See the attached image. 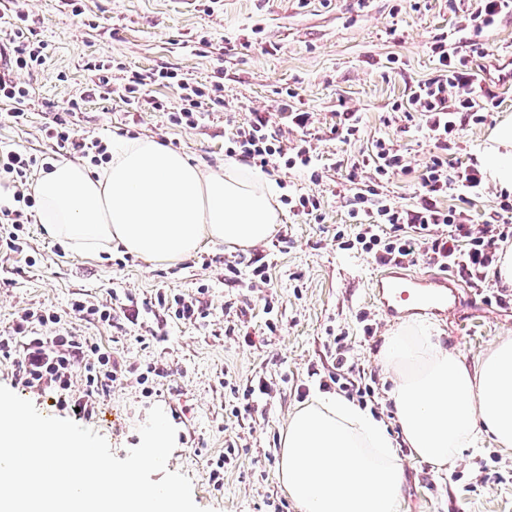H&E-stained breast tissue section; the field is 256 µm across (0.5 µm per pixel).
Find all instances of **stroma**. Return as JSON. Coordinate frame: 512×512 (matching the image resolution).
Here are the masks:
<instances>
[{
  "label": "stroma",
  "instance_id": "obj_1",
  "mask_svg": "<svg viewBox=\"0 0 512 512\" xmlns=\"http://www.w3.org/2000/svg\"><path fill=\"white\" fill-rule=\"evenodd\" d=\"M474 7V0H75L71 7L63 0H0V15L29 12L47 46L41 69L18 75L30 91L25 119L13 120L0 103V146L49 152L43 127L66 118L69 101L79 97L78 134L106 141L151 138L206 173L229 158L226 131L251 112L273 111L289 90L296 106L312 115L320 179L274 164L265 174L281 196L312 191L323 200L322 221L283 203L271 238L248 248L207 241L174 262L150 261L119 245L78 252L49 236L40 222L24 225L23 253L0 251V335L10 334L23 310H49L61 317L56 331L86 337L117 360L164 374L143 384L132 376L115 383L90 416L60 404L55 390L23 386L13 361L1 358L0 385L43 414L96 430L121 460L140 445L138 428L149 409L161 406L178 433L193 434L191 441H177L167 468L192 479L193 499L207 512H298L278 479L281 433L314 393L340 392L328 380L336 372V335L345 336L350 364L373 384L365 409L399 437L388 398L397 373L380 356L392 327L377 322L368 335L360 320L374 310L370 279L378 265L357 250L338 249L336 232L348 223L350 166L373 139H390L411 169L424 165L430 146L417 121L392 122L388 115L394 102L432 77L436 39L468 44L466 13ZM98 60L127 76L172 66L203 84L221 82L225 105L190 129L172 125L162 112L132 110L115 93L83 98L94 77L89 65ZM488 90L486 120L460 131L454 161L478 158L489 128L512 114V90L493 84ZM340 112L359 113L358 139L343 143L331 134ZM266 254L273 261L270 286L253 285L244 274L225 279L226 263ZM161 287L201 294L208 318L191 326L131 307L115 329L70 312L74 300L103 302L113 288L142 302ZM496 292L492 285L479 294L462 283L463 330L450 317L413 315L406 322L432 324L440 347L472 365L500 340L512 339V305L493 302ZM228 300L245 311L244 320L226 316ZM271 321L276 331L268 330ZM261 378L270 395L244 401L246 387ZM230 446L235 453L224 467V484L213 486L208 465ZM397 454L404 473L399 512H512L511 448L487 440L440 470L407 446Z\"/></svg>",
  "mask_w": 512,
  "mask_h": 512
}]
</instances>
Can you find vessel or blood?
I'll return each instance as SVG.
<instances>
[{"label":"vessel or blood","mask_w":512,"mask_h":512,"mask_svg":"<svg viewBox=\"0 0 512 512\" xmlns=\"http://www.w3.org/2000/svg\"><path fill=\"white\" fill-rule=\"evenodd\" d=\"M372 300L384 321L409 313L456 315L460 312V294L448 277L386 269L372 282Z\"/></svg>","instance_id":"b4317fda"}]
</instances>
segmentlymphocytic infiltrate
Instances as JSON below:
<instances>
[{
    "label": "lymphocytic infiltrate",
    "instance_id": "obj_1",
    "mask_svg": "<svg viewBox=\"0 0 512 512\" xmlns=\"http://www.w3.org/2000/svg\"><path fill=\"white\" fill-rule=\"evenodd\" d=\"M9 29L0 43V101L11 102L12 116L19 120L25 115L29 91L16 75L44 64L45 45L35 40L28 13L18 12L16 23ZM431 53L435 76L418 83L407 102L392 105L393 114L406 118L418 115L431 145L419 175L423 194L415 205L403 208L378 191V183L394 175L410 174L411 169L391 140H373L348 173L354 180L359 170L365 169L372 177L368 186L347 199L354 229L349 235L337 232L336 245L342 250H360L383 265L410 267L425 263L446 269L472 287L485 288L500 242L512 237V197L501 194L477 230L466 224L460 211L444 207L442 201L451 193L464 202L481 199L486 193V179L477 163L454 166L448 153L463 125L484 122L481 107L488 92L468 57L450 51L445 39H437ZM151 79L172 88L176 95L172 101H149L153 111L168 113L172 124L196 128L224 104L222 85L200 84L168 67L153 73ZM311 123V113L295 107L290 99H282L276 112L252 113L247 123L233 129L228 137V153L262 167L275 160L288 169L315 168L318 153L311 140L288 139L289 130H304ZM44 135L58 155L78 153L97 165L111 158L102 140L78 136L66 122L46 127ZM38 168L47 172L52 165L20 148L0 150V182L12 191L11 206L0 207V242L13 253L23 252L19 231L34 216L36 198L30 178ZM59 321V316L50 311L24 310L16 316L11 335L0 336V357L15 358L17 378L25 386L56 389L61 403L71 402L84 413H92L96 399L109 393L113 383L132 374L134 368L117 365L110 352L86 338L69 333L44 334V326ZM77 373L83 376L78 392L73 389Z\"/></svg>",
    "mask_w": 512,
    "mask_h": 512
}]
</instances>
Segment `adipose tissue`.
I'll return each mask as SVG.
<instances>
[{
  "label": "adipose tissue",
  "instance_id": "obj_1",
  "mask_svg": "<svg viewBox=\"0 0 512 512\" xmlns=\"http://www.w3.org/2000/svg\"><path fill=\"white\" fill-rule=\"evenodd\" d=\"M512 190V114L490 130L479 159ZM47 231L74 248L119 244L174 261L204 241L248 247L270 238L279 216L275 181L236 161L204 173L150 138L117 139L104 166L62 160L34 186ZM384 359L402 367L392 398L402 441L441 468L491 437L512 447V340L476 365L435 343L429 328L399 329ZM279 481L299 512H399L403 467L383 421L346 398L316 394L282 433Z\"/></svg>",
  "mask_w": 512,
  "mask_h": 512
}]
</instances>
